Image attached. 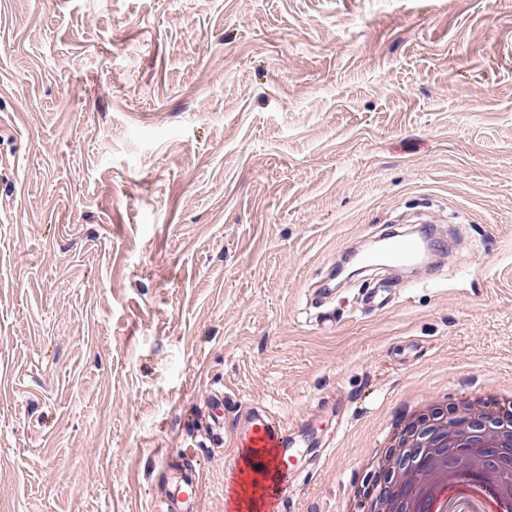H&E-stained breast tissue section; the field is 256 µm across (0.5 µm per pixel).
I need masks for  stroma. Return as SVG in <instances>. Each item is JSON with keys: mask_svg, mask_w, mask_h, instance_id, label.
Masks as SVG:
<instances>
[{"mask_svg": "<svg viewBox=\"0 0 512 512\" xmlns=\"http://www.w3.org/2000/svg\"><path fill=\"white\" fill-rule=\"evenodd\" d=\"M431 211L418 286L315 283ZM406 343L408 361L389 353ZM512 390V0H0V512H149L187 417L307 420L287 512H353L413 399Z\"/></svg>", "mask_w": 512, "mask_h": 512, "instance_id": "35a3bbf8", "label": "stroma"}]
</instances>
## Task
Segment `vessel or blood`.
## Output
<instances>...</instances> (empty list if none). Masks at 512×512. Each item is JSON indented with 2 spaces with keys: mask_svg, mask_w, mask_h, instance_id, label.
Wrapping results in <instances>:
<instances>
[{
  "mask_svg": "<svg viewBox=\"0 0 512 512\" xmlns=\"http://www.w3.org/2000/svg\"><path fill=\"white\" fill-rule=\"evenodd\" d=\"M430 241L423 236L390 240L378 259L388 265L406 266L425 258ZM227 398L217 389L208 396L203 417L215 445L228 448L225 464L244 489L257 495L263 512H285L288 500L280 491L279 480L292 470L302 449L311 441L305 428L285 432L264 411H255L225 425ZM154 472L163 486L153 501V512H194L199 497V482L186 453L166 452L156 461Z\"/></svg>",
  "mask_w": 512,
  "mask_h": 512,
  "instance_id": "1",
  "label": "vessel or blood"
}]
</instances>
